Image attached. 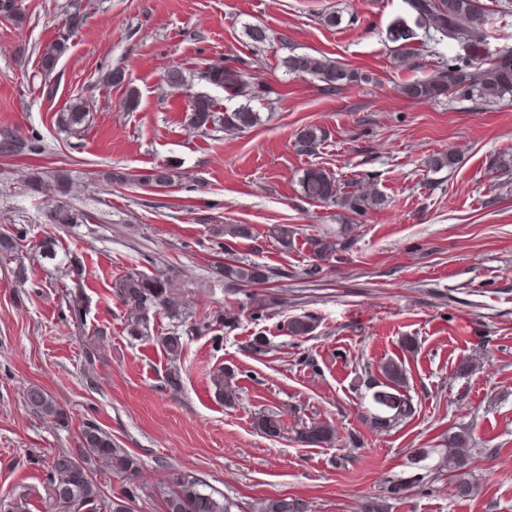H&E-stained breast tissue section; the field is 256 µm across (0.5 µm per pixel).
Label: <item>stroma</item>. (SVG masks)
Returning <instances> with one entry per match:
<instances>
[{
    "mask_svg": "<svg viewBox=\"0 0 512 512\" xmlns=\"http://www.w3.org/2000/svg\"><path fill=\"white\" fill-rule=\"evenodd\" d=\"M74 4L87 19L71 34ZM21 9L22 26L0 23V130L37 133L45 150L0 156V232L57 234L87 269L86 316L69 317L65 273L31 262L21 286L13 263L0 261V505L24 494L30 512H49L42 463L75 448L91 421L141 461L146 494L135 512H161L157 491L181 471L244 507L295 495L311 512H359L414 449L439 447L459 429L474 441L476 495L453 497L443 476L410 489L393 512H512V101L405 97L403 86L429 78L455 50L418 27L413 58L398 61L386 33L403 0H22ZM331 12L339 25L325 23ZM249 25L265 27L268 40L252 43ZM63 35L70 50L43 75L39 56ZM293 51L371 80L327 91L285 72L280 60ZM210 64L245 68L260 124L244 132L190 124L195 96H209L220 116L241 104L201 79ZM173 68L184 87L167 85ZM110 69L121 70V83H103ZM76 97L88 100L90 121L68 133L57 116ZM309 125L327 136L303 153L295 135ZM446 151L456 164L428 172V156ZM169 164L177 174L167 188L100 177ZM309 167L340 184L366 181L385 203L357 216L310 200L299 184ZM35 170L68 171L89 222L59 231L43 223L51 192L29 190ZM220 224L252 225L255 237L216 236ZM274 224L296 228L291 246L269 237ZM312 237L348 246L313 277ZM228 253L274 270L265 289L284 303L271 316L240 311L237 289L214 272ZM130 269L165 272L191 315L220 309L233 322L218 350L187 336L178 388L165 382L159 346L124 331L113 288ZM303 314L315 317V331L289 336L287 321ZM259 333L269 340L264 354L248 348ZM390 359L403 362L401 392L415 412L378 433L364 418L365 383ZM227 367L240 389L232 408L212 383ZM33 385L64 406L68 427L25 406ZM263 409L280 414L279 437L255 432ZM318 421L335 425L334 442H298Z\"/></svg>",
    "mask_w": 512,
    "mask_h": 512,
    "instance_id": "obj_1",
    "label": "stroma"
}]
</instances>
